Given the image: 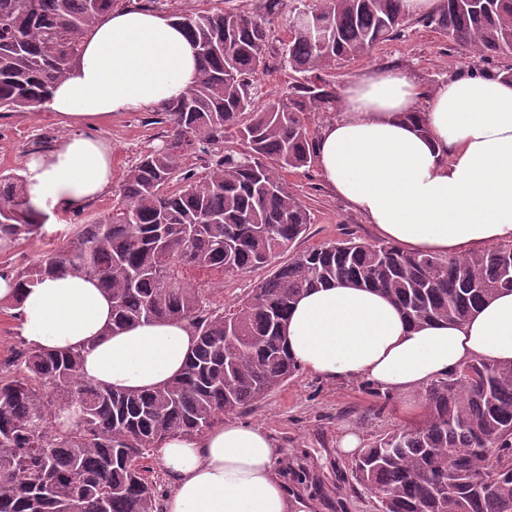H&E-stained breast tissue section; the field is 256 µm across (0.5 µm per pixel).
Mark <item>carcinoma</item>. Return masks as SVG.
I'll use <instances>...</instances> for the list:
<instances>
[{"instance_id": "1", "label": "carcinoma", "mask_w": 512, "mask_h": 512, "mask_svg": "<svg viewBox=\"0 0 512 512\" xmlns=\"http://www.w3.org/2000/svg\"><path fill=\"white\" fill-rule=\"evenodd\" d=\"M240 8L174 14L196 48L194 85L155 111L164 144L123 175L112 209L70 225L62 242L11 272L22 287L62 273L98 281L112 329L180 321L197 336L184 371L151 390L120 392L86 380L81 354L25 342L0 362V512H163L147 451L241 414L299 365L284 326L294 301L325 285L373 288L414 324L465 320L512 291V244L462 255L411 253L352 234L294 249L310 211L284 173L312 165L313 112L336 96L335 62L389 41L406 25L403 0H321L288 13ZM115 0H0V112H34L79 63L82 42ZM318 14L322 33L298 23ZM290 33L282 67L296 76L261 100L253 75L273 52L272 16ZM419 22L478 62L512 54V0H441ZM233 129L243 148L216 151ZM206 155L207 172L180 160ZM46 236L18 175H0V239ZM288 261L278 262L283 253ZM271 274L226 314L213 289L185 271ZM353 473L378 512H512V364L472 362L426 388L420 419L361 449Z\"/></svg>"}]
</instances>
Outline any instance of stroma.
<instances>
[{"label":"stroma","mask_w":512,"mask_h":512,"mask_svg":"<svg viewBox=\"0 0 512 512\" xmlns=\"http://www.w3.org/2000/svg\"><path fill=\"white\" fill-rule=\"evenodd\" d=\"M474 63L472 54L455 49L446 34L412 21L399 38L338 61L327 78L340 93L366 71L394 67L433 88L454 70ZM153 117L149 110L120 112L77 126L48 109L1 116L0 173L23 174L24 160L31 152L68 134L80 131L103 137L112 145L113 187L81 213L85 219L97 217L114 204L116 186L125 170L144 152L160 145L164 127L154 123ZM285 179L311 214V224L298 249L321 245L345 232L368 242L377 241L372 225L331 192L317 168L286 173ZM70 222L67 215L46 220V237L13 242L9 250L0 251V266L9 269L37 258L48 239L62 240ZM266 275V270L259 269L241 276L193 271L189 277L192 282L213 287L214 306L230 310ZM422 410L423 397L419 394H387L364 380L327 382L301 370L239 419L262 426L281 448L276 468L289 493L300 501L302 512H375V500L353 478L351 459L336 453L339 436L347 428L366 443L400 428ZM299 472L306 474L305 482L296 481Z\"/></svg>","instance_id":"1"}]
</instances>
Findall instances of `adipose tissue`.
Returning <instances> with one entry per match:
<instances>
[{"instance_id": "1", "label": "adipose tissue", "mask_w": 512, "mask_h": 512, "mask_svg": "<svg viewBox=\"0 0 512 512\" xmlns=\"http://www.w3.org/2000/svg\"><path fill=\"white\" fill-rule=\"evenodd\" d=\"M197 75L194 47L174 18L117 10L85 37L79 65L50 87L46 106L76 121L157 109ZM417 111L425 129L409 118ZM314 162L338 198L406 251L448 255L510 241L512 79L459 70L428 91L395 69L364 73L321 126ZM24 166L36 210L74 213L111 188L112 145L76 132L31 153ZM0 301L16 305L29 346L79 351L85 379L120 391L170 381L196 344L183 322L113 330L105 291L69 273L27 288L0 273ZM285 336L292 357L314 376L364 379L411 395L472 361L512 363V292L465 321L415 325L373 289L322 287L295 302ZM279 453L262 427L234 420L169 438L158 450L171 483L164 512H293L296 502L275 471Z\"/></svg>"}]
</instances>
